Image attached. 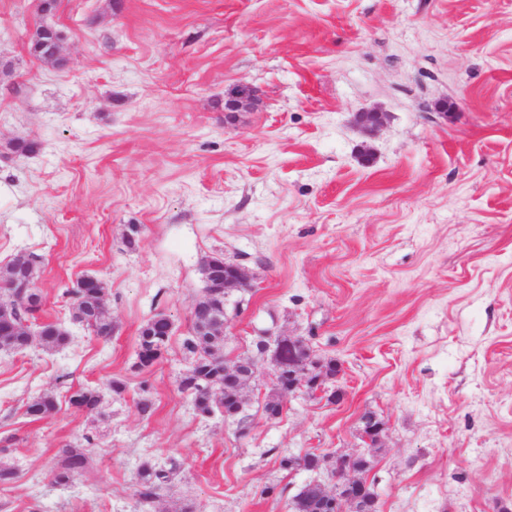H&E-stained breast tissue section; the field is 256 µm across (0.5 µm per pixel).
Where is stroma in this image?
Returning a JSON list of instances; mask_svg holds the SVG:
<instances>
[{
    "label": "stroma",
    "instance_id": "35a3bbf8",
    "mask_svg": "<svg viewBox=\"0 0 512 512\" xmlns=\"http://www.w3.org/2000/svg\"><path fill=\"white\" fill-rule=\"evenodd\" d=\"M38 4L0 0V266L38 257L39 319L71 341L0 350V466L16 472L0 512H289L311 474L281 455L356 457L369 412L377 512H512V0ZM42 19L63 68L28 50ZM239 83L261 105L231 122ZM370 109L387 115L372 134L353 122ZM16 138L37 152H9ZM213 256L249 278L224 354L303 338L340 365V401L300 392L267 416V371L241 418L197 412L179 379ZM86 274L106 285L109 338L71 319L63 292ZM159 313L167 349L137 370ZM80 386L96 412L68 405ZM43 393L58 410L29 421ZM65 448L88 465L59 485ZM146 463L176 471L142 504ZM166 323L158 322L153 318L148 319L139 329L138 354L135 367L147 369L156 364L166 351L170 338L169 326L172 329L170 320L163 314H157Z\"/></svg>",
    "mask_w": 512,
    "mask_h": 512
}]
</instances>
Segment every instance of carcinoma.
I'll return each instance as SVG.
<instances>
[{"label": "carcinoma", "instance_id": "obj_1", "mask_svg": "<svg viewBox=\"0 0 512 512\" xmlns=\"http://www.w3.org/2000/svg\"><path fill=\"white\" fill-rule=\"evenodd\" d=\"M30 47L36 51V57L45 62L49 61L52 56L50 36L46 34L43 26H36L32 32ZM106 292L107 288L102 283L95 288L83 290L68 288L65 291L73 301L74 321L86 325V328L101 337L112 335V321L105 315L101 306ZM41 307L42 296L40 295L31 302L18 295L10 301L0 302V310L5 311V316L0 317V344L3 343L16 352L25 351L32 343L33 337L18 336L15 334V328L21 322L34 317ZM213 317L224 318V289L222 288L204 289V294L198 301V308L193 313L189 337L184 341L185 349L193 354V364L181 377L180 388L194 395L195 407L202 414L211 413L215 403L224 405L225 390L243 388L250 382V377L242 376L235 386L224 383V356L221 355L224 337L202 335L198 331V324H203ZM38 338L47 351H53L70 343L69 333L52 323L41 327ZM169 338L168 324L153 319L147 320L139 329L135 367L142 370L156 364L163 357ZM68 403L77 411L92 412L97 410L100 396L94 389L79 387L70 394ZM56 409L57 402L54 395L45 393L27 403L26 415L38 420L53 414ZM63 454L64 460L54 473L55 481L61 484L68 483L81 475L87 464L84 453L76 448H66ZM169 479L170 471L145 465L138 473L136 494L142 501H152Z\"/></svg>", "mask_w": 512, "mask_h": 512}]
</instances>
